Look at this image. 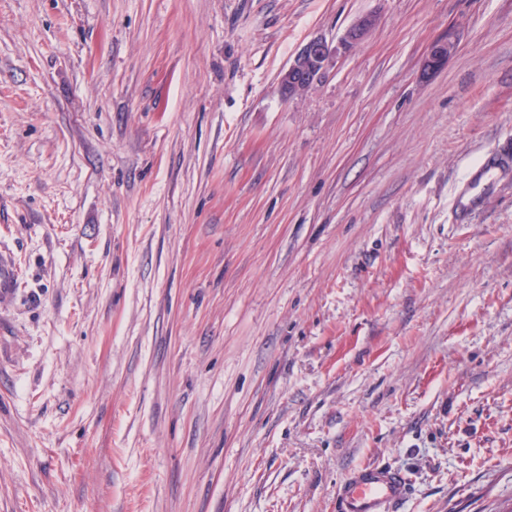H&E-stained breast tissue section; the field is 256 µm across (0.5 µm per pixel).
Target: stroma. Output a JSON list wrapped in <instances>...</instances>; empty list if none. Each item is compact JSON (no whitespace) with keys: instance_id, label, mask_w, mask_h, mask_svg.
I'll return each instance as SVG.
<instances>
[{"instance_id":"obj_1","label":"stroma","mask_w":512,"mask_h":512,"mask_svg":"<svg viewBox=\"0 0 512 512\" xmlns=\"http://www.w3.org/2000/svg\"><path fill=\"white\" fill-rule=\"evenodd\" d=\"M0 261V512H512V0H0ZM376 23L375 15L365 14L356 19L336 45L322 37L306 42L279 74L278 90L282 98L291 99L311 89L335 64L341 51L362 41ZM455 47V42L450 37L436 41L430 48L424 62V70L427 72L440 69L448 60ZM410 483L397 468L365 463L350 470L337 491L336 512H391L409 496Z\"/></svg>"}]
</instances>
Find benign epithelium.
<instances>
[{
  "mask_svg": "<svg viewBox=\"0 0 512 512\" xmlns=\"http://www.w3.org/2000/svg\"><path fill=\"white\" fill-rule=\"evenodd\" d=\"M376 23V16L365 14L356 19L336 45L322 37L306 42L279 74L278 90L282 98L291 99L311 89L335 64L341 51L362 41ZM454 47L455 42L449 38L436 41L427 54L424 70L430 72L444 66Z\"/></svg>",
  "mask_w": 512,
  "mask_h": 512,
  "instance_id": "benign-epithelium-1",
  "label": "benign epithelium"
}]
</instances>
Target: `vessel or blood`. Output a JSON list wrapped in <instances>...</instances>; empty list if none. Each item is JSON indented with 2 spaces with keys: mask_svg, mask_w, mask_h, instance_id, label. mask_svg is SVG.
<instances>
[{
  "mask_svg": "<svg viewBox=\"0 0 512 512\" xmlns=\"http://www.w3.org/2000/svg\"><path fill=\"white\" fill-rule=\"evenodd\" d=\"M410 483L397 468L365 463L350 470L337 491L336 512H393L409 496Z\"/></svg>",
  "mask_w": 512,
  "mask_h": 512,
  "instance_id": "1",
  "label": "vessel or blood"
}]
</instances>
